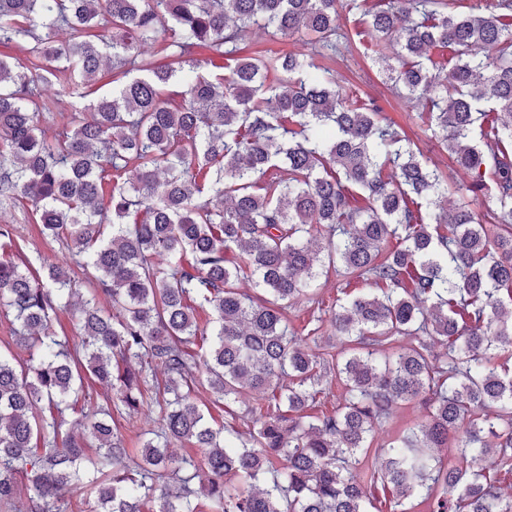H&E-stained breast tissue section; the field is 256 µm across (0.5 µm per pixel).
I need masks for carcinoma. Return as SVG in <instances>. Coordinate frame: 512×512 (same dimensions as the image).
I'll use <instances>...</instances> for the list:
<instances>
[{
	"mask_svg": "<svg viewBox=\"0 0 512 512\" xmlns=\"http://www.w3.org/2000/svg\"><path fill=\"white\" fill-rule=\"evenodd\" d=\"M355 9L393 88L471 173L469 201L448 208L451 173L341 84L332 63ZM254 25L304 32L316 54L253 51ZM21 41L29 63L0 55V207L30 201L85 277L0 255V312L28 351L0 352L3 512L20 510V475L28 512H68L87 475L89 512H198L200 496L207 512H370L377 485L400 512L414 497L429 512H512L491 477L512 466V371L495 363L512 353V0L480 13L458 0H0V45ZM148 43L161 59L142 57ZM436 48L451 52L445 72ZM102 80L111 92L60 107ZM55 81L53 114L42 89ZM489 182L496 209L480 215L471 202ZM331 268L376 292L332 311L351 343L336 362L344 403L314 416L327 368L287 309L318 303ZM247 273L255 300L237 288ZM75 298L72 342L54 321ZM425 336L444 339L442 356L429 360ZM158 371L162 422L135 461L109 419L139 410ZM86 377L113 396L69 425ZM203 386L216 403L262 394L248 436L211 424L193 398ZM416 400L426 422L357 480L374 429Z\"/></svg>",
	"mask_w": 512,
	"mask_h": 512,
	"instance_id": "carcinoma-1",
	"label": "carcinoma"
}]
</instances>
